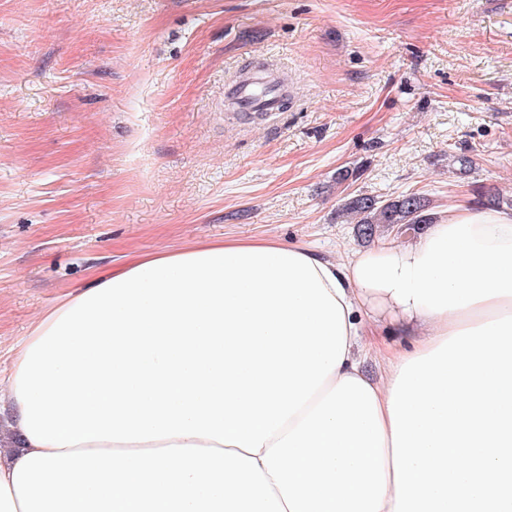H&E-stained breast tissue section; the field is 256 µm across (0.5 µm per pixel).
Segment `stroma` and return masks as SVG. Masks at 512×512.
<instances>
[{"mask_svg": "<svg viewBox=\"0 0 512 512\" xmlns=\"http://www.w3.org/2000/svg\"><path fill=\"white\" fill-rule=\"evenodd\" d=\"M272 64L294 101L224 97ZM357 177L337 181L342 170ZM512 200V0H0V370L132 253L365 243L356 194Z\"/></svg>", "mask_w": 512, "mask_h": 512, "instance_id": "obj_1", "label": "stroma"}]
</instances>
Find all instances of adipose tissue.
<instances>
[{
	"instance_id": "obj_1",
	"label": "adipose tissue",
	"mask_w": 512,
	"mask_h": 512,
	"mask_svg": "<svg viewBox=\"0 0 512 512\" xmlns=\"http://www.w3.org/2000/svg\"><path fill=\"white\" fill-rule=\"evenodd\" d=\"M1 412L0 512H512V210L342 264L129 256L35 321Z\"/></svg>"
}]
</instances>
